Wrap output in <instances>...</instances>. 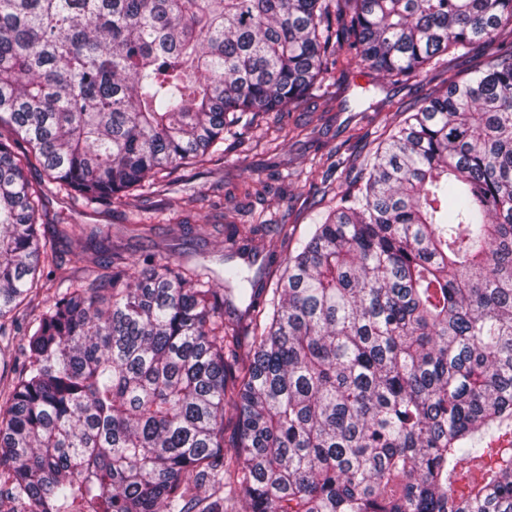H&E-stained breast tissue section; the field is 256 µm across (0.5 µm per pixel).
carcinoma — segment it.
<instances>
[{
	"mask_svg": "<svg viewBox=\"0 0 512 512\" xmlns=\"http://www.w3.org/2000/svg\"><path fill=\"white\" fill-rule=\"evenodd\" d=\"M475 45L232 320L236 266L212 288L61 223L84 274L47 250L53 189L120 206L343 55L408 82ZM44 276L69 285L35 312ZM21 321L0 465L29 512H512V0H0V337Z\"/></svg>",
	"mask_w": 512,
	"mask_h": 512,
	"instance_id": "carcinoma-1",
	"label": "carcinoma"
}]
</instances>
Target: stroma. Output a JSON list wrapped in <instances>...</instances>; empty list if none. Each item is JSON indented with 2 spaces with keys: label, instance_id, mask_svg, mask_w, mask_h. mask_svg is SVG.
I'll use <instances>...</instances> for the list:
<instances>
[{
  "label": "stroma",
  "instance_id": "1",
  "mask_svg": "<svg viewBox=\"0 0 512 512\" xmlns=\"http://www.w3.org/2000/svg\"><path fill=\"white\" fill-rule=\"evenodd\" d=\"M486 58L482 48L452 53L445 58L444 70L404 84L378 77L354 60L337 65L323 85L312 89L280 122L260 124L243 146L227 149L221 160L170 175L166 188L152 196L150 209H143L137 197L122 207L95 209L53 192L43 222L74 224L84 233L99 234L105 245L132 260L150 255L206 267L216 288L223 287L229 264L239 265L249 278L265 280L263 257L279 249L277 236L273 230L263 231L255 243L256 259L234 254L224 247L225 211H235L239 224L270 218L305 233L313 204L330 205L333 189L348 184L352 170L360 168L384 139L399 111L440 88L445 73L471 79ZM337 150L341 164L325 172L323 161ZM275 171L292 177L285 193L256 195V181L267 180ZM205 196L210 199L206 205L201 202Z\"/></svg>",
  "mask_w": 512,
  "mask_h": 512
}]
</instances>
